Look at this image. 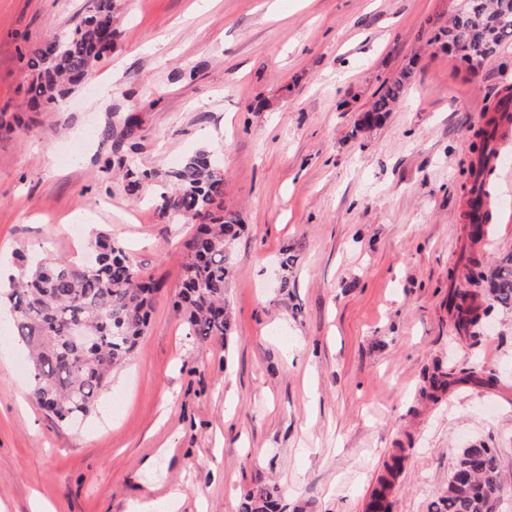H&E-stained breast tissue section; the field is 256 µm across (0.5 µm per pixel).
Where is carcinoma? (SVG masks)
Here are the masks:
<instances>
[{"label": "carcinoma", "mask_w": 512, "mask_h": 512, "mask_svg": "<svg viewBox=\"0 0 512 512\" xmlns=\"http://www.w3.org/2000/svg\"><path fill=\"white\" fill-rule=\"evenodd\" d=\"M114 23L112 0H89L87 10L61 40H49L24 55L32 76L30 103L52 108L59 98L81 84L102 59L99 33ZM436 40L462 62H490L512 45V0H456L448 25ZM411 71L405 69L384 84L377 99L355 130L378 126L403 96ZM512 94L496 102L498 116L475 133L477 159L463 184L472 196L490 189L492 171L486 161L497 153L503 120L512 121ZM169 191L161 193L164 211L197 228L184 243L180 303L185 307L190 335L205 342L230 332L225 293L231 271L229 245L244 230L239 215L222 213L224 175L206 153L185 160L174 172ZM95 267L35 252L21 255L18 277L0 291L8 306L13 336L28 351L33 399L66 426L92 414L113 372L126 363L144 334L157 283L145 281L125 247L100 233L92 244ZM466 280L476 277L502 307L512 308V254L492 268L473 258ZM458 325L478 333L482 314L477 294L464 289L455 294ZM83 325L89 342L71 338V328ZM504 479L490 448L472 446L459 452L448 484L431 504L430 512H494ZM276 489L248 493L242 512H275Z\"/></svg>", "instance_id": "cac0c4a2"}]
</instances>
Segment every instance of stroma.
Instances as JSON below:
<instances>
[{
	"instance_id": "stroma-1",
	"label": "stroma",
	"mask_w": 512,
	"mask_h": 512,
	"mask_svg": "<svg viewBox=\"0 0 512 512\" xmlns=\"http://www.w3.org/2000/svg\"><path fill=\"white\" fill-rule=\"evenodd\" d=\"M86 2L0 0V283L17 253L77 261L104 232L162 288L76 427L29 400L0 319V512H133L162 481L178 512H240L273 484L281 512H369L396 454L389 512H429L474 445L512 481V310L492 306L471 338L448 308L469 255L512 252V136L503 210L476 245L461 188L475 131L512 87V46L479 69L441 49L453 0H113L111 52L54 109L32 108L20 53L65 36ZM406 67L385 121L354 133ZM201 150L247 230L231 247V333L195 343L176 304L195 227L156 200ZM132 153L151 174L135 191Z\"/></svg>"
}]
</instances>
